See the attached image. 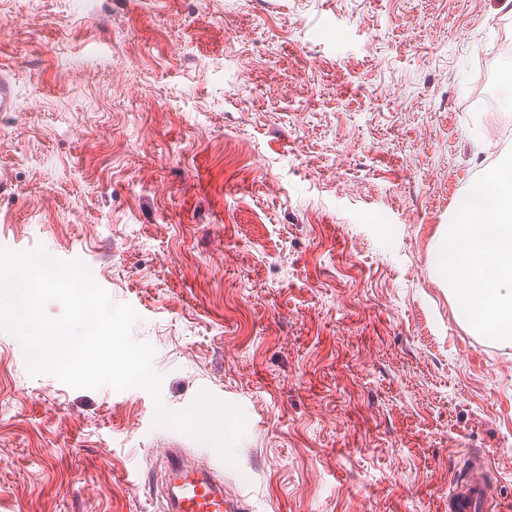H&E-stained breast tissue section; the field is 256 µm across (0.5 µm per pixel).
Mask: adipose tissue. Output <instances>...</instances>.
<instances>
[{"label": "adipose tissue", "instance_id": "ef3b65f1", "mask_svg": "<svg viewBox=\"0 0 512 512\" xmlns=\"http://www.w3.org/2000/svg\"><path fill=\"white\" fill-rule=\"evenodd\" d=\"M441 267L476 333L512 341V166L487 172L460 196Z\"/></svg>", "mask_w": 512, "mask_h": 512}]
</instances>
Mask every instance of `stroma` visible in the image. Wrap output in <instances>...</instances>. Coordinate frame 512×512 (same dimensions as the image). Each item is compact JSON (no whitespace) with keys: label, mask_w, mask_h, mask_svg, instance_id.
Masks as SVG:
<instances>
[{"label":"stroma","mask_w":512,"mask_h":512,"mask_svg":"<svg viewBox=\"0 0 512 512\" xmlns=\"http://www.w3.org/2000/svg\"><path fill=\"white\" fill-rule=\"evenodd\" d=\"M512 0H0V247L139 315L166 408L246 419L236 512H448L474 452L512 512V346L438 252L512 163ZM141 389L30 375L0 331V512H163Z\"/></svg>","instance_id":"35a3bbf8"}]
</instances>
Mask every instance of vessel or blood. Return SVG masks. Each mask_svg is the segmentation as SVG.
I'll list each match as a JSON object with an SVG mask.
<instances>
[{"mask_svg":"<svg viewBox=\"0 0 512 512\" xmlns=\"http://www.w3.org/2000/svg\"><path fill=\"white\" fill-rule=\"evenodd\" d=\"M495 476L484 456L469 459L448 492V512H501L496 499ZM165 512H228L224 487L214 467H202L172 455L168 461Z\"/></svg>","mask_w":512,"mask_h":512,"instance_id":"b4317fda","label":"vessel or blood"}]
</instances>
